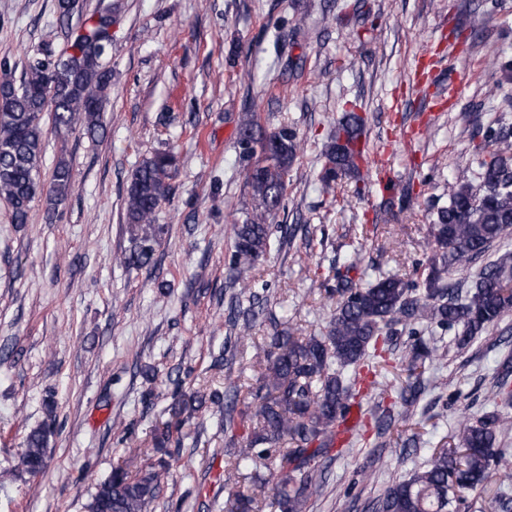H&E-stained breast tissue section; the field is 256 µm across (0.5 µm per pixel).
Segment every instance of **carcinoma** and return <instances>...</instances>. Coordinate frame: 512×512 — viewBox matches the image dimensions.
Instances as JSON below:
<instances>
[{
  "mask_svg": "<svg viewBox=\"0 0 512 512\" xmlns=\"http://www.w3.org/2000/svg\"><path fill=\"white\" fill-rule=\"evenodd\" d=\"M83 0H57L53 26L65 37L55 50L49 45L31 49L20 77L7 66L0 69V198L11 207L15 224L27 223L31 204L44 190L43 113L52 114L55 127L70 130L80 124L90 138L98 136L101 112L112 86V68L106 55L90 42L94 17L104 20L116 3L99 6L84 16ZM364 118L347 112L336 125L325 162L318 175L320 191L329 195L342 176L359 170L362 153L357 149L364 135ZM484 144L478 146L479 184L466 179L448 184V205L437 210L431 227L432 255L424 279L378 272L365 285L351 273L361 264L355 254L335 267L336 312L325 333L297 336L270 319L271 334L260 361V372L251 389V402L237 409L238 389L210 395L222 408L224 433L236 445L234 428L250 429L245 444L234 454L238 472H253L259 465H272L273 502L278 512H306L311 495V475L321 458L336 444V429L346 423L351 401L375 383V377L393 361L405 373L399 399L404 418L419 399L426 362L439 357V346L424 338L427 329L454 332L457 347L467 346L503 317L512 313V252L485 264L467 291L443 283V275L485 255L494 243L512 236V133L489 124ZM494 149L487 150V145ZM240 158L247 162L245 187L250 209L233 225V247L228 269L238 283L257 267L271 248L272 236L285 238L291 227L272 224L282 209L288 176L298 149L296 131L286 126L264 131L250 112L242 113L237 141ZM175 158L157 152L133 171L126 187L127 223L140 227L128 252L119 262L129 269L151 264L155 236L150 227L160 204L171 191L169 180ZM72 192L69 164L61 159L52 171L49 210L65 203ZM239 297L248 308L232 322L237 340L251 339L257 296L242 285ZM407 330L410 342L399 358L391 341L394 326ZM495 404L512 403L508 388L512 358L496 365ZM203 405L197 394L174 400L170 411L175 427H166L155 437L156 458L131 473L116 467L95 488L88 512H152L163 475L170 467L166 445L173 431L195 417ZM504 421L497 412L478 425H464L460 432L464 459L445 449L432 458L429 467L413 478L394 483L378 500L374 512H451L458 492L491 480L497 430ZM55 432L49 419L30 429L23 441V469L43 473ZM260 482V481H258ZM259 488H265L260 482ZM239 512H262L256 495H236Z\"/></svg>",
  "mask_w": 512,
  "mask_h": 512,
  "instance_id": "carcinoma-1",
  "label": "carcinoma"
}]
</instances>
